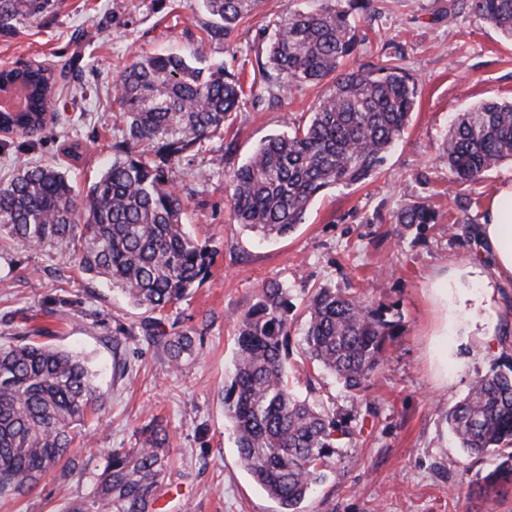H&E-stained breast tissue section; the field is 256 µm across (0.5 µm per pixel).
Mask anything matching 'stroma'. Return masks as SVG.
Here are the masks:
<instances>
[{"label": "stroma", "mask_w": 512, "mask_h": 512, "mask_svg": "<svg viewBox=\"0 0 512 512\" xmlns=\"http://www.w3.org/2000/svg\"><path fill=\"white\" fill-rule=\"evenodd\" d=\"M450 3L373 0L374 13L358 20L360 43L350 64L378 63L385 50L397 55L418 83L415 111L374 177L315 198L296 231L277 241L252 237L232 221L225 180L285 120L305 122L317 100L315 85L273 95L251 82L273 23L286 8L313 0H263L249 23L220 42L204 40L209 16L199 0H52L49 13L0 36V64L23 60L69 73L51 106L57 124L33 137L0 134V180L19 165L46 164L77 189L95 181L124 141L113 81L138 56L194 54L226 64L251 84L233 126L169 166V181L187 202L184 224L213 253L202 284L168 311L195 338L197 353L182 369L169 368L161 349L139 334V310L104 279L84 275L53 251L0 242V344L14 342L33 318L49 328L50 344L88 359L102 395L101 420L87 428L90 447H132L152 423L169 432L174 463L159 512H279L241 465L222 399L236 319L270 281L286 284L295 306L290 390L353 432L329 458L328 477L302 512H512L511 484L479 491L494 456L464 453L445 419L474 379L512 366V283L490 279L488 256L470 225L497 186L512 182V162L467 186L471 205L463 210L448 195L441 155L457 112L512 99V39L470 11L449 18ZM70 140L82 145L80 161L63 152ZM418 198L429 201L437 223H394ZM444 274L481 296L482 305L457 313L447 335L438 336L426 286ZM319 288L361 292L400 325L363 390L344 389L302 355L305 307ZM116 342L126 363L120 376L112 371ZM439 346L448 350L444 381L429 363ZM89 490V480L65 481L53 472L0 512H59Z\"/></svg>", "instance_id": "stroma-1"}]
</instances>
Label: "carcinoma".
<instances>
[{"label": "carcinoma", "mask_w": 512, "mask_h": 512, "mask_svg": "<svg viewBox=\"0 0 512 512\" xmlns=\"http://www.w3.org/2000/svg\"><path fill=\"white\" fill-rule=\"evenodd\" d=\"M212 21L206 38L221 40L252 17L260 0H202ZM49 0H0V35H11L21 17L48 12ZM371 0H322L312 9H288L274 24L257 77L274 87L321 84L308 122H285L227 186L231 220L263 240L286 237L302 223L310 203L325 191L363 183L375 175L416 107L418 85L401 65L345 68L360 42L355 15ZM468 9L512 39V0H457L452 16ZM34 85L25 112H0V124L29 135L47 123L48 95L68 72L16 63L0 72ZM126 126L125 145L84 191L50 166L17 169L0 182V236L68 254L79 269L103 278L134 307L148 313L144 337L161 345L174 368L196 353L194 337L169 323L168 311L201 282L211 252L187 231L186 205L164 166L229 126L245 90L224 63L197 66L195 56L157 54L137 59L113 82ZM156 148L160 161L140 150ZM450 181L468 186L512 160V101H483L457 113L441 146ZM436 212L411 201L397 224H434ZM288 288L265 284L238 317V336L224 411L241 464L277 504L299 505L325 478L326 458L351 435L336 417L287 386ZM398 322L356 293L319 288L306 306V358L349 391L371 382ZM32 327L18 343L0 346V500L33 490L61 461L86 448L85 426L99 413L96 374L78 354L39 340ZM460 447L494 453L499 463L487 486L512 484V367L474 380L446 412ZM170 436L150 426L131 448L100 451L104 458L93 490L60 512H154L169 468Z\"/></svg>", "instance_id": "1"}]
</instances>
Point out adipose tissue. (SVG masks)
Returning <instances> with one entry per match:
<instances>
[{"label":"adipose tissue","mask_w":512,"mask_h":512,"mask_svg":"<svg viewBox=\"0 0 512 512\" xmlns=\"http://www.w3.org/2000/svg\"><path fill=\"white\" fill-rule=\"evenodd\" d=\"M475 233L491 258L492 276L512 280V182L500 186Z\"/></svg>","instance_id":"adipose-tissue-1"}]
</instances>
